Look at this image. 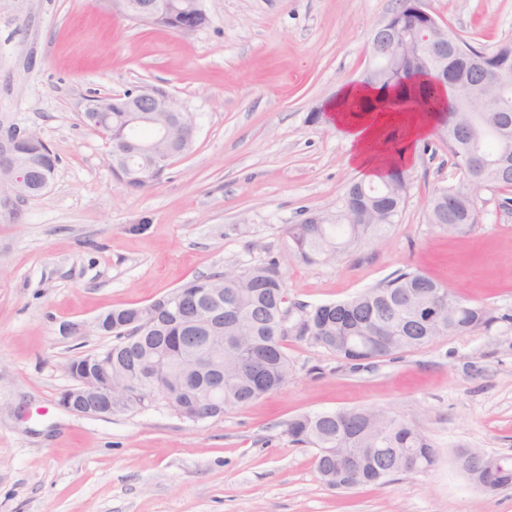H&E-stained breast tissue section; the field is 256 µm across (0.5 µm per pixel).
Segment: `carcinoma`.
I'll return each mask as SVG.
<instances>
[{
  "label": "carcinoma",
  "mask_w": 512,
  "mask_h": 512,
  "mask_svg": "<svg viewBox=\"0 0 512 512\" xmlns=\"http://www.w3.org/2000/svg\"><path fill=\"white\" fill-rule=\"evenodd\" d=\"M392 30L374 31L371 42L389 44L393 37L410 38L426 28L427 18L413 0H398L389 16ZM448 97L442 123L448 126V150L460 171V184L441 190L431 203L429 220L444 231L463 233L478 223L475 198L494 188L512 190V42L492 49L468 46V52L448 50ZM427 71L426 60L407 45L400 46L393 62L376 61L364 75L365 85L382 92L393 88H422L419 80ZM484 90L499 99L494 112L482 111L476 100H467L463 87ZM86 126L105 135L110 156L126 147L128 127L125 112H84ZM20 160L29 159L38 168L29 180L38 184L41 174L54 176L57 159L37 139L19 147ZM170 166L150 157L138 175L112 165L115 180L123 187L141 191L158 181ZM408 190L406 171L394 170L380 182H354L346 190L343 207L331 214L311 213L286 228L287 255L308 265L329 263L356 245L385 237L404 210ZM224 297L210 294L212 277H197L178 289L197 294L209 313L210 323L224 329V409L242 407L281 389L288 382L290 360L278 324L287 297L283 273L272 261L246 269H228ZM305 314L294 336L337 359L361 368L359 360L372 355L387 358L419 349L444 336H462L488 330L495 322L489 309L459 298L418 271H405L347 301L308 307L292 303ZM192 330L191 320H176L170 313L169 295L146 305L112 310V369L136 376L125 387L134 406L149 392L145 377V354L160 352L173 364L185 361L183 337ZM371 407L302 413L287 427L296 445L315 449V467L333 488L348 491L388 481L406 472L393 449L403 448L430 469L434 452L427 436L404 419L392 416L388 424L373 421ZM327 448H369L371 456L357 470L336 467V456ZM470 479L488 481L496 488L512 486V457L473 455Z\"/></svg>",
  "instance_id": "carcinoma-1"
}]
</instances>
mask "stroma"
Returning <instances> with one entry per match:
<instances>
[{"label":"stroma","mask_w":512,"mask_h":512,"mask_svg":"<svg viewBox=\"0 0 512 512\" xmlns=\"http://www.w3.org/2000/svg\"><path fill=\"white\" fill-rule=\"evenodd\" d=\"M397 0H203L183 37L108 0H0V133L35 132L58 163L34 199L0 201V512H512V487L475 488L463 448L512 454V191L481 193L478 224L448 234L429 205L460 176L441 129L407 168L400 221L330 264L288 259L287 225L341 207L360 172L329 119L372 65L371 33ZM485 48L512 41V0H425ZM149 89L191 112V150L143 192L117 183L91 97ZM278 261L289 301L341 302L421 271L490 308V329L442 337L353 370L290 339L282 389L193 423L163 404L106 418L59 404L89 332L196 277ZM86 333L63 334L66 324ZM375 406L431 441L433 468L342 493L291 443L300 413Z\"/></svg>","instance_id":"35a3bbf8"}]
</instances>
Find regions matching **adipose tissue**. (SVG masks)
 <instances>
[{"mask_svg": "<svg viewBox=\"0 0 512 512\" xmlns=\"http://www.w3.org/2000/svg\"><path fill=\"white\" fill-rule=\"evenodd\" d=\"M400 91L380 92L358 85L342 87L325 109L351 152L349 163L368 181L407 168L417 143L439 121L437 112H417Z\"/></svg>", "mask_w": 512, "mask_h": 512, "instance_id": "obj_1", "label": "adipose tissue"}]
</instances>
